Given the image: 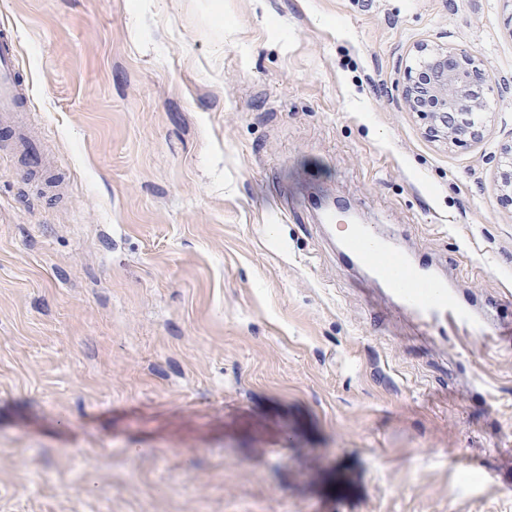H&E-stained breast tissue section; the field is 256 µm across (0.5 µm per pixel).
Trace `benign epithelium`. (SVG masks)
Here are the masks:
<instances>
[{"label":"benign epithelium","mask_w":512,"mask_h":512,"mask_svg":"<svg viewBox=\"0 0 512 512\" xmlns=\"http://www.w3.org/2000/svg\"><path fill=\"white\" fill-rule=\"evenodd\" d=\"M489 73L462 49L423 54L410 68L404 87L409 108L427 119L426 134L450 145L478 140L486 122L483 92ZM504 201L512 204V144L497 159Z\"/></svg>","instance_id":"obj_1"}]
</instances>
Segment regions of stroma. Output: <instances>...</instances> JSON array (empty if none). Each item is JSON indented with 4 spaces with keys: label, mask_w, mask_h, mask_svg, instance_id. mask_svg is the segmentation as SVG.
Listing matches in <instances>:
<instances>
[{
    "label": "stroma",
    "mask_w": 512,
    "mask_h": 512,
    "mask_svg": "<svg viewBox=\"0 0 512 512\" xmlns=\"http://www.w3.org/2000/svg\"><path fill=\"white\" fill-rule=\"evenodd\" d=\"M50 192L0 129V512H512V335L424 334L348 199L512 326V0H0ZM482 139L426 137L420 47ZM489 73L466 50L424 53L411 67L404 99L427 119L426 134L448 145L478 140L486 122L483 92ZM501 197L512 204V144L505 146L497 159Z\"/></svg>",
    "instance_id": "stroma-1"
}]
</instances>
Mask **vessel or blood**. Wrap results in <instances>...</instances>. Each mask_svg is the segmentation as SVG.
Segmentation results:
<instances>
[{"label":"vessel or blood","instance_id":"1","mask_svg":"<svg viewBox=\"0 0 512 512\" xmlns=\"http://www.w3.org/2000/svg\"><path fill=\"white\" fill-rule=\"evenodd\" d=\"M16 42L11 30L0 29V127L8 129L16 148L35 170L49 169V161L34 149L30 132L21 117L26 87L16 64ZM346 262L362 264L384 281L403 307L427 324H461L482 335L484 326L465 304L449 297L448 282L414 265L392 245L387 234L367 224L353 225L341 243Z\"/></svg>","mask_w":512,"mask_h":512}]
</instances>
